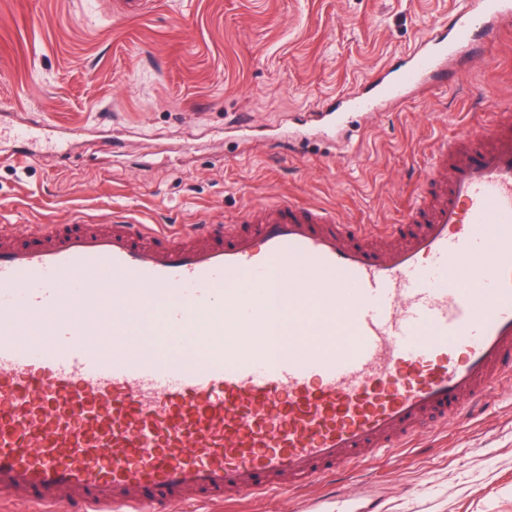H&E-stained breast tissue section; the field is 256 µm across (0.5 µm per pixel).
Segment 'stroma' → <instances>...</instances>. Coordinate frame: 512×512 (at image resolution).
<instances>
[{"label": "stroma", "mask_w": 512, "mask_h": 512, "mask_svg": "<svg viewBox=\"0 0 512 512\" xmlns=\"http://www.w3.org/2000/svg\"><path fill=\"white\" fill-rule=\"evenodd\" d=\"M462 0H0V128L75 134L0 161V228L237 224L297 200L379 228L414 205L449 137L512 106V28L377 112L325 137L299 117L345 100ZM346 482L376 512H512V387L484 414L371 457ZM324 484L198 512H342Z\"/></svg>", "instance_id": "1"}]
</instances>
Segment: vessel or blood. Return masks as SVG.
Wrapping results in <instances>:
<instances>
[{
	"mask_svg": "<svg viewBox=\"0 0 512 512\" xmlns=\"http://www.w3.org/2000/svg\"><path fill=\"white\" fill-rule=\"evenodd\" d=\"M512 24L468 0L369 89L375 110ZM201 333L188 360L146 341ZM287 328H280V317ZM512 380V110L444 143L417 205L376 235L331 211L243 224H31L0 234V502L166 512L336 482L465 419Z\"/></svg>",
	"mask_w": 512,
	"mask_h": 512,
	"instance_id": "obj_1",
	"label": "vessel or blood"
}]
</instances>
